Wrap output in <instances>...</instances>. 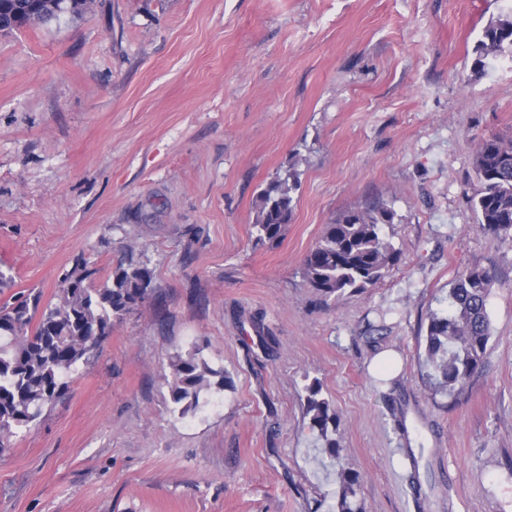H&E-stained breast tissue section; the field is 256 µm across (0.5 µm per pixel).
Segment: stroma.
Wrapping results in <instances>:
<instances>
[{"instance_id":"35a3bbf8","label":"stroma","mask_w":512,"mask_h":512,"mask_svg":"<svg viewBox=\"0 0 512 512\" xmlns=\"http://www.w3.org/2000/svg\"><path fill=\"white\" fill-rule=\"evenodd\" d=\"M511 12L91 0L81 17L0 33V304L56 302L80 256L153 273L0 456V512H336L304 416L314 380L363 512H512V246L468 202L477 139L512 140V58L475 65L485 27ZM292 167L284 235L256 243V196ZM381 203L398 262L322 297L306 255L340 213ZM473 268L493 278L484 361L461 394L435 395L426 317ZM195 350L232 381L206 417L181 415L164 379ZM410 448L435 490L410 492Z\"/></svg>"}]
</instances>
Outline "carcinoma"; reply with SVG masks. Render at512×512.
I'll return each mask as SVG.
<instances>
[{"mask_svg":"<svg viewBox=\"0 0 512 512\" xmlns=\"http://www.w3.org/2000/svg\"><path fill=\"white\" fill-rule=\"evenodd\" d=\"M87 0H0V31L10 33L31 25H47L64 14L80 16ZM476 65L512 55V13L490 23L475 47ZM476 184L469 202L481 229L512 244V141L480 138L475 149ZM298 175L288 172L270 181L255 200L253 228L259 242L279 240L294 209ZM394 213L385 206L340 214L307 255L303 277L325 298H338L375 285L399 260L386 239L385 225ZM96 271L83 258L65 274L58 301L40 307V298L16 300L0 307V455L12 438L30 427L44 408L68 387L67 373L88 358L112 331V319L122 318L150 291L153 273L147 264L121 263L100 285ZM492 279L470 269L452 282L445 307L427 315L425 365L433 393L453 395L462 390L483 362L490 339L487 300ZM174 404L184 414L199 404L204 389L224 390L228 381L193 355L169 359ZM309 429L322 444L328 465L337 468L341 493L336 512H361L358 476L339 465L340 444L333 438L339 418L321 393L319 382L305 387Z\"/></svg>","mask_w":512,"mask_h":512,"instance_id":"1","label":"carcinoma"}]
</instances>
